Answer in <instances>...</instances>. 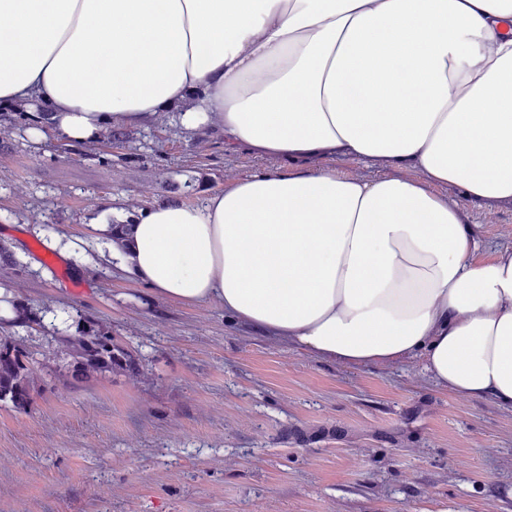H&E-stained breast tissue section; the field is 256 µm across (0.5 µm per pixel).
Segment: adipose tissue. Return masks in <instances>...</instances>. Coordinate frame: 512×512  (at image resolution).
Instances as JSON below:
<instances>
[{"instance_id":"1","label":"adipose tissue","mask_w":512,"mask_h":512,"mask_svg":"<svg viewBox=\"0 0 512 512\" xmlns=\"http://www.w3.org/2000/svg\"><path fill=\"white\" fill-rule=\"evenodd\" d=\"M32 98L36 143L174 108L288 160L140 210L112 257L155 293L344 366L419 356L441 388L512 406V251L477 260L475 226L431 190L512 202V0H0V104ZM332 166L341 176L356 177L362 179H372L379 176H402L407 178H421L422 173L418 170L400 168L387 162H375L358 160L349 157L334 159H314L307 167L317 168L322 166Z\"/></svg>"}]
</instances>
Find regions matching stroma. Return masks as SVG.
<instances>
[{"instance_id": "35a3bbf8", "label": "stroma", "mask_w": 512, "mask_h": 512, "mask_svg": "<svg viewBox=\"0 0 512 512\" xmlns=\"http://www.w3.org/2000/svg\"><path fill=\"white\" fill-rule=\"evenodd\" d=\"M61 153L0 121V290L35 314L0 326L34 367L33 403H0V512H512V407L434 384L420 360L345 367L305 355L214 304L153 294L117 269L96 224L201 202L236 180L285 170L228 150L222 130L165 113ZM339 175L419 178L349 157ZM480 257L512 249V203L464 199ZM111 335L136 371L78 380L73 340Z\"/></svg>"}]
</instances>
